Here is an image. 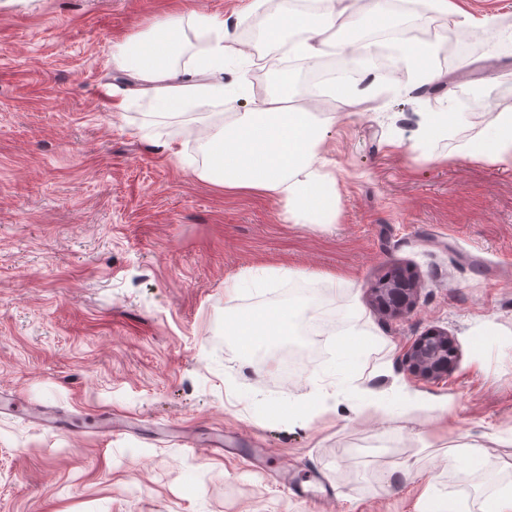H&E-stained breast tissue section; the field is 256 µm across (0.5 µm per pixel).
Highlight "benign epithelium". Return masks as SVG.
Wrapping results in <instances>:
<instances>
[{
    "label": "benign epithelium",
    "mask_w": 512,
    "mask_h": 512,
    "mask_svg": "<svg viewBox=\"0 0 512 512\" xmlns=\"http://www.w3.org/2000/svg\"><path fill=\"white\" fill-rule=\"evenodd\" d=\"M380 309L391 315H399L411 309L414 302L415 284L412 276L396 270L394 276L383 280L374 288ZM457 362L454 339L447 332L431 330L418 337L404 354L407 370L419 377L433 379L448 375Z\"/></svg>",
    "instance_id": "1"
}]
</instances>
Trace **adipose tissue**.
Instances as JSON below:
<instances>
[{
  "instance_id": "obj_1",
  "label": "adipose tissue",
  "mask_w": 512,
  "mask_h": 512,
  "mask_svg": "<svg viewBox=\"0 0 512 512\" xmlns=\"http://www.w3.org/2000/svg\"><path fill=\"white\" fill-rule=\"evenodd\" d=\"M319 13L297 11L284 3L277 15L273 35L301 30L303 39L296 49L306 58L317 57L322 35L336 22L352 17L351 0H321ZM200 30L216 37L195 55L191 68H179L182 27L176 20L157 23L146 35L115 44L112 61L139 82V91L152 95L158 108L169 114L184 109L202 110L223 98L224 39L222 22L197 16ZM291 74L280 73L273 91L249 111L234 114L216 133L207 134L211 155L209 166L201 170L203 180L226 193H255L283 203L289 221L296 224H331L336 219V179L325 169L321 156V123L309 108L288 107L294 96ZM491 131L469 142L467 155L493 163L512 165V113L500 112L490 123ZM298 310L280 307L230 321L228 336L243 347L244 357H252L261 342L291 335L297 325Z\"/></svg>"
}]
</instances>
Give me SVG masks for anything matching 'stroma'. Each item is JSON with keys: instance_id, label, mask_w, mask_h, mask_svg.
I'll use <instances>...</instances> for the list:
<instances>
[{"instance_id": "35a3bbf8", "label": "stroma", "mask_w": 512, "mask_h": 512, "mask_svg": "<svg viewBox=\"0 0 512 512\" xmlns=\"http://www.w3.org/2000/svg\"><path fill=\"white\" fill-rule=\"evenodd\" d=\"M269 2L0 0V389L119 422L105 438L1 413L0 512H423L430 498L485 512L512 487V165L464 154L512 113V0H454L452 19L385 0V22L324 33L335 58L346 37L400 26L440 28V45L448 31L479 37L468 55L434 57V83L396 69L360 105L321 90L332 224L292 223L275 199L202 180L192 115L161 114L112 62L114 43L169 16L224 21V97L205 114L219 127L272 91L282 62L298 79L309 65L300 34L273 40L259 24ZM468 94L470 118L418 142L422 113ZM392 268L417 282L397 316L373 293ZM298 288L323 289L308 309L325 323L284 337L308 351L293 380L255 372L226 319ZM432 329L458 361L426 381L402 357ZM353 332L362 347L340 385L331 359ZM324 393L335 411L296 412ZM376 398L390 413L364 411ZM463 443L480 460L449 459Z\"/></svg>"}]
</instances>
